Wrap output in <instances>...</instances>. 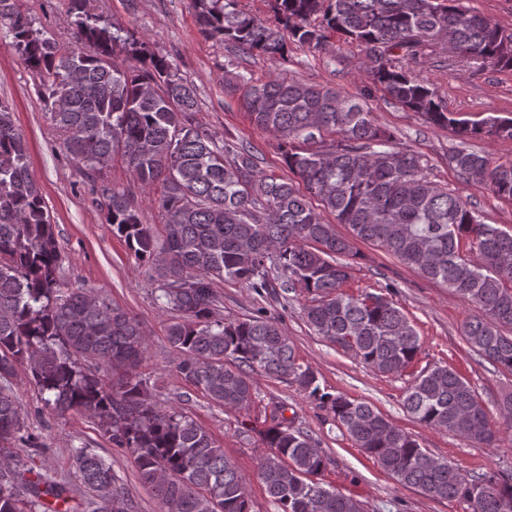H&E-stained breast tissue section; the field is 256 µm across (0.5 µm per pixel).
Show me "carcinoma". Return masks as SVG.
<instances>
[{"mask_svg":"<svg viewBox=\"0 0 512 512\" xmlns=\"http://www.w3.org/2000/svg\"><path fill=\"white\" fill-rule=\"evenodd\" d=\"M70 0L73 40L67 45L33 30L13 0H0V25L23 63L39 76L64 147L90 178L119 156L143 188L163 179L159 207L167 236L155 240L130 195L96 188L105 222L136 259L156 266V299L178 314L168 339L177 370L191 386L226 409L255 401L251 374L294 383L345 430L395 481L434 499H458L470 512H512V483L494 474H465L423 448L371 404L321 387L276 320L261 313L216 317L218 281H236L258 295L300 285L310 295L304 315L316 335L366 367L401 375L421 350L403 310L385 297L344 291L353 241L372 242L424 277L474 302L482 316L467 322L472 350L512 371V232L481 222L462 200L431 181L422 156L388 150L393 135L374 122L364 101L334 88L272 75L253 84L224 66V85L241 91V107L256 128L278 142L281 160L305 192L283 176L257 175L256 156L233 137L216 139L197 123L195 89L172 61L152 52L129 30L115 29ZM459 0H274L280 26L271 28L238 8V0H193L205 32L254 57L279 60L288 41L322 48L332 31L359 42L371 74L393 100L463 142L485 135L512 140V118L481 124L454 117L411 69L438 39L472 66L512 69V40ZM339 140L323 148L324 136ZM449 161L466 178L487 173V184L512 199V162L457 150ZM348 226L336 235L323 213ZM59 250L42 192L28 167L27 148L12 109L0 101V512H75L70 489L32 467L13 466L10 446L32 434L10 388L19 366L30 373L45 405L99 419L112 442L133 457L161 512H251L248 483L203 427L176 407L152 400L137 372L144 339L124 312L83 291L61 288ZM90 362L106 364L107 384ZM403 406L431 429L487 445L485 405L471 384L446 364L410 382ZM273 405L258 430L257 474L278 512H362L360 503L323 482L327 457L319 443ZM82 483L97 493L89 512L124 503L112 467L92 448L73 449Z\"/></svg>","mask_w":512,"mask_h":512,"instance_id":"1","label":"carcinoma"}]
</instances>
